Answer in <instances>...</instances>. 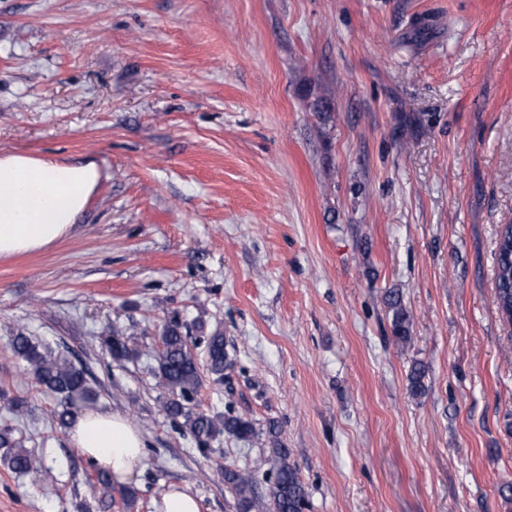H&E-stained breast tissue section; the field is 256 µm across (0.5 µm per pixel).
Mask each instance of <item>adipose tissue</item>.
Instances as JSON below:
<instances>
[{"label": "adipose tissue", "instance_id": "1", "mask_svg": "<svg viewBox=\"0 0 512 512\" xmlns=\"http://www.w3.org/2000/svg\"><path fill=\"white\" fill-rule=\"evenodd\" d=\"M99 179L92 160L61 163L19 152L0 154V257L47 248L69 233ZM70 438L121 484L131 482L144 457L141 431L115 412L85 411Z\"/></svg>", "mask_w": 512, "mask_h": 512}]
</instances>
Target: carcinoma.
<instances>
[{"instance_id":"obj_1","label":"carcinoma","mask_w":512,"mask_h":512,"mask_svg":"<svg viewBox=\"0 0 512 512\" xmlns=\"http://www.w3.org/2000/svg\"><path fill=\"white\" fill-rule=\"evenodd\" d=\"M496 300L502 316L512 323V230L508 228L501 232L497 245ZM385 303L392 312L394 342L401 346L409 344L412 341V322L400 293L396 290L389 292ZM204 342L208 372L219 382L223 380L224 368L228 364L224 334L216 331L204 337ZM100 343L115 362L128 361L136 355L128 344L126 330L121 327H113L107 335L100 337ZM12 350L17 358L28 364L36 383L60 398L62 410L57 412L60 425L71 423L78 405L95 399L86 371L73 362L69 352L38 344L21 332L13 336ZM154 361L155 378L168 393L163 402L166 414L184 419V424L199 444L207 446L224 435L248 442L260 436L253 421L244 415L230 411L212 415L187 409L186 402L201 385V374L178 322L171 321L163 327ZM425 376L424 364L416 362L411 366L407 379L413 394H422ZM266 436L271 444L270 458L274 462L266 494L256 492L257 470L224 468V483L234 494L237 512H302L306 492L290 462L288 449L278 439L277 426L269 425ZM0 462L11 471L30 477L35 483L45 472L43 459L24 448L14 429L7 425L0 428Z\"/></svg>"}]
</instances>
